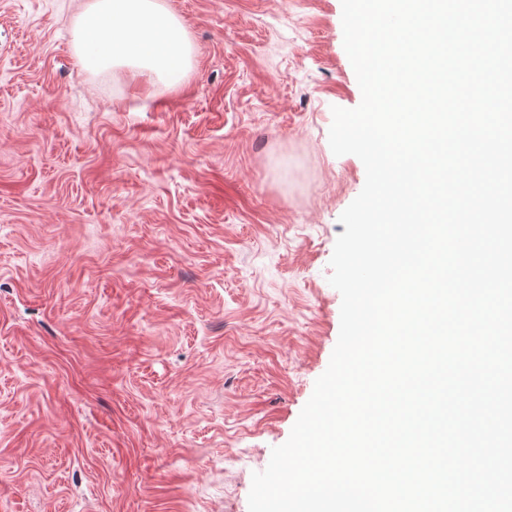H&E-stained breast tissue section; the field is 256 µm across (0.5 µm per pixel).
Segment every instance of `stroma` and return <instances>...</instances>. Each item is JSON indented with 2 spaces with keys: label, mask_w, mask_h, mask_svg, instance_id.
Listing matches in <instances>:
<instances>
[{
  "label": "stroma",
  "mask_w": 512,
  "mask_h": 512,
  "mask_svg": "<svg viewBox=\"0 0 512 512\" xmlns=\"http://www.w3.org/2000/svg\"><path fill=\"white\" fill-rule=\"evenodd\" d=\"M0 0V512H248L340 330L341 0H164L179 85Z\"/></svg>",
  "instance_id": "35a3bbf8"
}]
</instances>
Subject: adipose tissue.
<instances>
[{
  "instance_id": "obj_1",
  "label": "adipose tissue",
  "mask_w": 512,
  "mask_h": 512,
  "mask_svg": "<svg viewBox=\"0 0 512 512\" xmlns=\"http://www.w3.org/2000/svg\"><path fill=\"white\" fill-rule=\"evenodd\" d=\"M73 45L79 64L92 74L126 68L173 83L191 65L187 32L159 0H87Z\"/></svg>"
}]
</instances>
